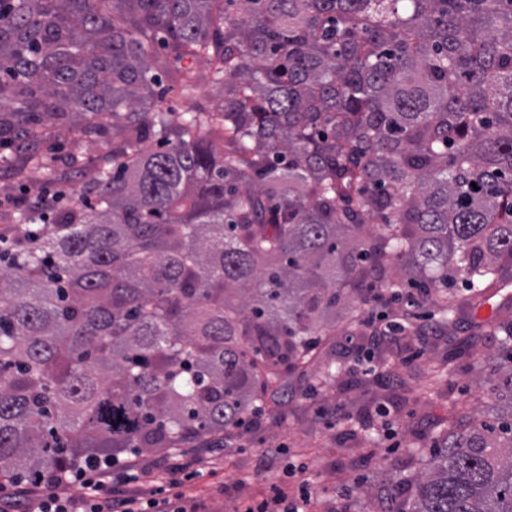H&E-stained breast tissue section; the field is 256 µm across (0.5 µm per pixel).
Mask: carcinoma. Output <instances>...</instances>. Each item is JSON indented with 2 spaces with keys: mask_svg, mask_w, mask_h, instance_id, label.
Returning <instances> with one entry per match:
<instances>
[{
  "mask_svg": "<svg viewBox=\"0 0 512 512\" xmlns=\"http://www.w3.org/2000/svg\"><path fill=\"white\" fill-rule=\"evenodd\" d=\"M203 84L217 105L159 104ZM66 118L112 153L0 249L15 484L229 448L290 381L342 373L336 309L362 326L410 289L451 337L512 287V0H0V140ZM472 330L508 407L442 425L411 501L391 479L371 512H512V321ZM404 367L381 350L366 380Z\"/></svg>",
  "mask_w": 512,
  "mask_h": 512,
  "instance_id": "obj_1",
  "label": "carcinoma"
}]
</instances>
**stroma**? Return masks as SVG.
<instances>
[{
	"label": "stroma",
	"mask_w": 512,
	"mask_h": 512,
	"mask_svg": "<svg viewBox=\"0 0 512 512\" xmlns=\"http://www.w3.org/2000/svg\"><path fill=\"white\" fill-rule=\"evenodd\" d=\"M32 147L52 157L49 169L25 170L17 145L0 147V153L12 158L11 163L0 162V236L11 240L24 233L12 218L15 199L30 201L81 184L99 159L111 152L112 135L78 141L71 130L58 125L51 138L33 142ZM74 156L79 162L73 166L69 160ZM337 325L341 334L336 348L350 354L341 380L320 385L314 396L307 394L304 382H293L287 402L292 417L284 421L267 414L258 417L243 429L236 447H212L211 436L205 435L176 456L133 457L143 477L131 482L130 490L143 488L149 480H162L172 464L180 463L197 473L184 486V504L198 512H245L267 496L270 485L292 496L303 483L311 491V512H366L358 484L372 485L390 477L408 483L420 466L411 449L431 443L438 420L452 411L479 416L503 406L490 384L498 366L494 340L459 355L448 344L434 341V327L426 325L423 345L409 347L401 340L393 345L410 361V372L366 386L362 383L368 366L365 352L377 344L348 329L345 320ZM442 362L448 365L447 377L429 384L432 369ZM348 416L377 427L388 425L392 434L383 438L380 447H371L344 433L343 420Z\"/></svg>",
	"instance_id": "obj_1"
}]
</instances>
